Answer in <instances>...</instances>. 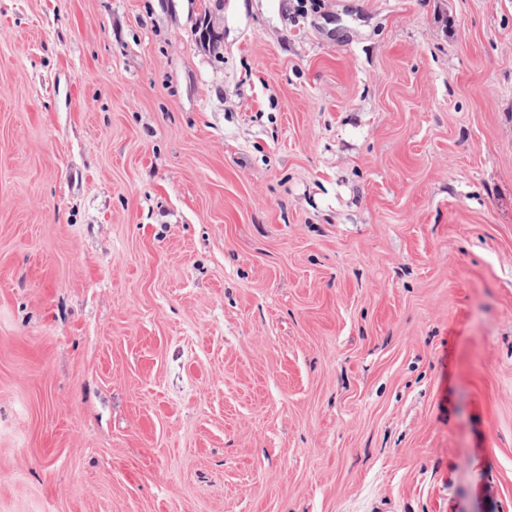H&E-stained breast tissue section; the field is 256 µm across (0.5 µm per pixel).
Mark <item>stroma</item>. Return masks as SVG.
Wrapping results in <instances>:
<instances>
[{"label":"stroma","instance_id":"35a3bbf8","mask_svg":"<svg viewBox=\"0 0 512 512\" xmlns=\"http://www.w3.org/2000/svg\"><path fill=\"white\" fill-rule=\"evenodd\" d=\"M0 512H512V0H0Z\"/></svg>","mask_w":512,"mask_h":512}]
</instances>
